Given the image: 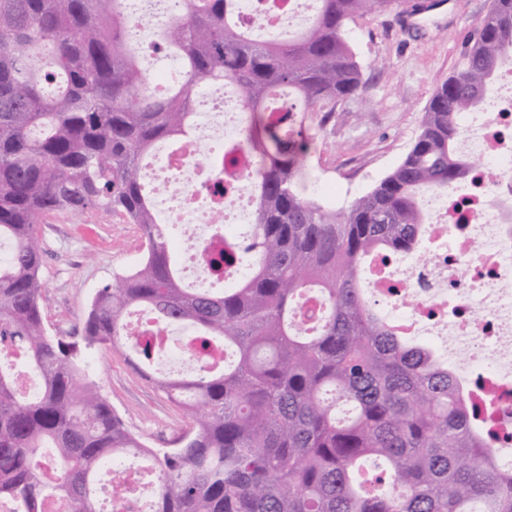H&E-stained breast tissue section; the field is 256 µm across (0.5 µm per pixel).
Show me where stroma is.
<instances>
[{
	"instance_id": "obj_1",
	"label": "stroma",
	"mask_w": 512,
	"mask_h": 512,
	"mask_svg": "<svg viewBox=\"0 0 512 512\" xmlns=\"http://www.w3.org/2000/svg\"><path fill=\"white\" fill-rule=\"evenodd\" d=\"M414 2L397 0L346 28L365 86L328 117H310L316 149L305 194L325 206L347 210L400 164L434 91L458 68L465 40L491 7V0H428V8L416 13ZM37 232L47 332L80 339L96 292L139 264V228L120 214L92 208L47 214ZM88 360L126 427L148 447H175L189 428L184 410L125 353L100 348Z\"/></svg>"
}]
</instances>
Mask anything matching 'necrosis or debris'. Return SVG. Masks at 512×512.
Wrapping results in <instances>:
<instances>
[{
	"label": "necrosis or debris",
	"instance_id": "necrosis-or-debris-1",
	"mask_svg": "<svg viewBox=\"0 0 512 512\" xmlns=\"http://www.w3.org/2000/svg\"><path fill=\"white\" fill-rule=\"evenodd\" d=\"M315 0H236L243 27L259 36L280 37L300 24ZM178 0H166L162 11L143 9L132 41L146 59H155V32L178 18ZM224 108L216 110L215 91L205 85L192 93L196 113L192 137L176 149L158 150V162L146 174L170 173L154 198L165 223L180 226L193 247L195 271L231 284L247 267L214 270L216 254L230 244L247 241L254 205L248 190L256 169L243 138L251 114L232 84H225ZM456 149L478 160L461 185L428 194L424 223L427 241L403 261L395 275L393 259L372 264L369 295L386 308L387 319L404 336H435L448 344L453 372L465 393L481 392L493 402L499 438L495 449L512 447V62L503 64L493 81L489 104L480 121L459 125ZM233 152L235 163L214 168L209 158L217 146ZM132 335L161 344L170 367L208 368L223 359V348L204 352L190 336H174L145 310L129 324ZM138 469L119 467L102 487L111 512H150L154 485L138 477Z\"/></svg>",
	"mask_w": 512,
	"mask_h": 512
}]
</instances>
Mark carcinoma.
Wrapping results in <instances>:
<instances>
[{"label":"carcinoma","instance_id":"carcinoma-1","mask_svg":"<svg viewBox=\"0 0 512 512\" xmlns=\"http://www.w3.org/2000/svg\"><path fill=\"white\" fill-rule=\"evenodd\" d=\"M393 4L318 0L297 35L259 40L235 0H181L158 34L182 61L161 94L130 41L129 0H0V240L13 246L0 263V337L19 354L0 356V497L18 512L50 497L101 512L103 467L138 456L159 485L155 512H512V468L477 430L479 406L430 347L390 329L364 285L373 255L419 246L421 194L469 173L457 118L512 61V0H491L391 174L343 212L304 196L306 113L364 87L345 27ZM225 81L251 112L258 168L250 241L221 255L250 272L214 293L184 285L141 169L158 143L190 134L193 87ZM89 208L139 225L144 253L95 294L79 343L46 334L36 225ZM312 299L323 306L305 321ZM135 308L227 352L221 367L158 380L192 423L176 448L130 432L83 359L104 345L153 361L156 345L128 334ZM21 360L39 381L31 398Z\"/></svg>","mask_w":512,"mask_h":512}]
</instances>
